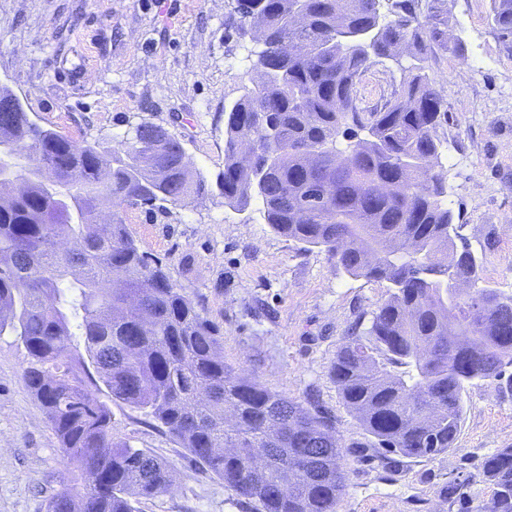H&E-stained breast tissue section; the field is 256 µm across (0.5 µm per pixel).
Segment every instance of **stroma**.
Segmentation results:
<instances>
[{
	"mask_svg": "<svg viewBox=\"0 0 512 512\" xmlns=\"http://www.w3.org/2000/svg\"><path fill=\"white\" fill-rule=\"evenodd\" d=\"M237 0H0V87L43 128L74 141L116 142L149 121L184 144L193 170L216 182L224 169V118L255 76L257 44L233 28ZM493 0H446L448 31L463 51L434 49L426 71L446 118L438 168L465 241L483 263V287L512 295V54L492 23ZM409 53L373 65L359 106L392 100L411 76ZM116 213L204 315L220 326L224 359L268 388L315 395L349 441L345 493L336 512H479L491 495L476 482L482 457L512 446V397L476 381L463 394L453 448L429 460L356 447L363 431L346 410L331 365L346 336L365 334L387 285L353 277L326 253L274 233L257 208L219 193ZM25 350L0 336V512H47L60 492L82 491L22 373ZM112 433L158 457L171 489L137 512H256L202 469L143 413L115 403ZM472 484L467 509L450 482Z\"/></svg>",
	"mask_w": 512,
	"mask_h": 512,
	"instance_id": "obj_1",
	"label": "stroma"
}]
</instances>
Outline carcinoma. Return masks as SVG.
Segmentation results:
<instances>
[{
	"instance_id": "carcinoma-1",
	"label": "carcinoma",
	"mask_w": 512,
	"mask_h": 512,
	"mask_svg": "<svg viewBox=\"0 0 512 512\" xmlns=\"http://www.w3.org/2000/svg\"><path fill=\"white\" fill-rule=\"evenodd\" d=\"M378 2L239 4L262 49L252 87L226 111L218 186L230 207L257 204L275 233L389 284L366 334L338 348L332 377L365 432L354 447L432 457L455 444L467 385L512 393V295L479 286L482 263L455 241L434 173L443 103L425 62L436 47L462 50L444 29V0H428L422 23L405 3L385 26ZM493 2L512 54V0ZM299 11L307 23L294 27ZM409 50L416 73L397 97L358 111L361 75ZM158 130L141 123L105 150L0 112L17 159L15 181L0 182V336L23 343L26 386L64 460L93 480L53 496L48 512H137L171 487L163 461L112 436L101 393L144 412L257 512H336L348 473L335 421L224 362L220 328L120 219L99 222L114 203L177 205L208 190L177 137L152 152ZM35 159L58 169L71 202L25 180ZM479 477L493 488L481 512H512V447L485 456Z\"/></svg>"
}]
</instances>
